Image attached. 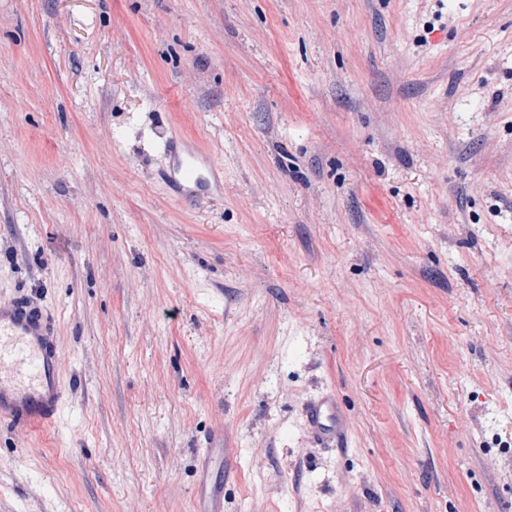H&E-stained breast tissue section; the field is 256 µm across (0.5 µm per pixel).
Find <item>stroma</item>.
Returning a JSON list of instances; mask_svg holds the SVG:
<instances>
[{"mask_svg": "<svg viewBox=\"0 0 512 512\" xmlns=\"http://www.w3.org/2000/svg\"><path fill=\"white\" fill-rule=\"evenodd\" d=\"M20 296L65 400L0 512H512V0H0ZM197 153H175L172 169L166 174L169 184L179 195L193 196L204 192L208 185L197 165ZM306 418L311 433L320 440H337L345 437L346 423L336 405V399L325 396L308 404Z\"/></svg>", "mask_w": 512, "mask_h": 512, "instance_id": "stroma-1", "label": "stroma"}]
</instances>
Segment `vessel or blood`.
<instances>
[{
	"instance_id": "1",
	"label": "vessel or blood",
	"mask_w": 512,
	"mask_h": 512,
	"mask_svg": "<svg viewBox=\"0 0 512 512\" xmlns=\"http://www.w3.org/2000/svg\"><path fill=\"white\" fill-rule=\"evenodd\" d=\"M166 178L185 196L207 188L193 151L175 154ZM64 397L58 345L48 317L25 297L0 302V420L25 431L51 424ZM306 418L316 438L343 440L346 423L334 398L308 404Z\"/></svg>"
}]
</instances>
